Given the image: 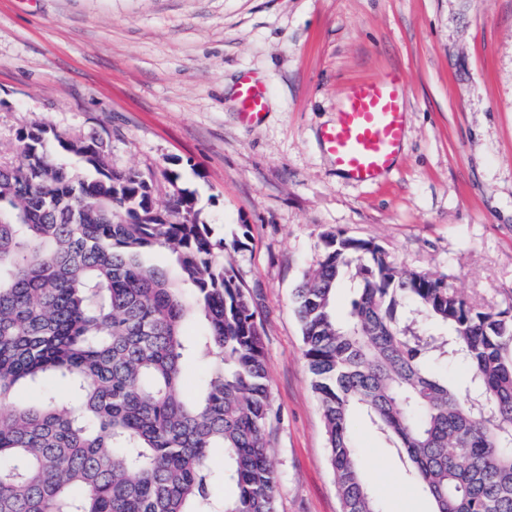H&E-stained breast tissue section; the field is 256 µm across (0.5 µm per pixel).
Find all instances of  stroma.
I'll list each match as a JSON object with an SVG mask.
<instances>
[{
	"label": "stroma",
	"instance_id": "obj_1",
	"mask_svg": "<svg viewBox=\"0 0 512 512\" xmlns=\"http://www.w3.org/2000/svg\"><path fill=\"white\" fill-rule=\"evenodd\" d=\"M404 73L401 151L373 186L319 134L348 84ZM253 77L267 109L237 115ZM31 123L97 134L112 166L178 174L264 326L276 512H340L293 290L336 230L474 304L512 300V0H0V156ZM384 512H433L364 417ZM238 115L243 123H256L266 110V93L263 85L249 77L243 78L236 87Z\"/></svg>",
	"mask_w": 512,
	"mask_h": 512
}]
</instances>
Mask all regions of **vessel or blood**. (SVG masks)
Listing matches in <instances>:
<instances>
[{"label": "vessel or blood", "mask_w": 512, "mask_h": 512, "mask_svg": "<svg viewBox=\"0 0 512 512\" xmlns=\"http://www.w3.org/2000/svg\"><path fill=\"white\" fill-rule=\"evenodd\" d=\"M407 84L401 71L351 83L345 90L335 124L321 140L339 172L360 184H373L387 173L404 139ZM239 118L259 121L266 110L263 85L243 78L236 87Z\"/></svg>", "instance_id": "1"}]
</instances>
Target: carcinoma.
<instances>
[{
    "mask_svg": "<svg viewBox=\"0 0 512 512\" xmlns=\"http://www.w3.org/2000/svg\"><path fill=\"white\" fill-rule=\"evenodd\" d=\"M18 141L0 162V512H275L264 328L224 263L242 241L213 236L172 172L159 204L155 175L113 169L99 137L33 124ZM323 238L295 304L341 512H381L357 414L433 512H512V305L480 309L378 243ZM155 247L179 280L144 265ZM191 356L209 374L189 399ZM53 378L66 396L14 403ZM217 482L235 488L219 504Z\"/></svg>",
    "mask_w": 512,
    "mask_h": 512,
    "instance_id": "obj_1",
    "label": "carcinoma"
}]
</instances>
